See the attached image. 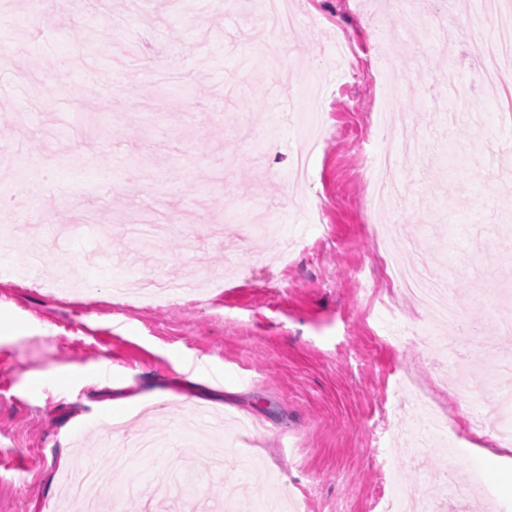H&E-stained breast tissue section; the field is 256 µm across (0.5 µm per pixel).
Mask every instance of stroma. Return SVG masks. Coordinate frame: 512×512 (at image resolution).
<instances>
[{
    "mask_svg": "<svg viewBox=\"0 0 512 512\" xmlns=\"http://www.w3.org/2000/svg\"><path fill=\"white\" fill-rule=\"evenodd\" d=\"M496 0H295L308 23L269 32L236 0H70L68 8H0V110L26 113L18 139L0 124V166L26 155L38 195L0 185V212L26 214L39 242L0 222V512H57L70 462L107 469L120 448L92 446L114 429L168 435L124 512H146L175 492L185 465L205 472L195 512L287 503L290 512H383L405 487L439 495L433 456L473 445L464 472L481 494L444 512H512L497 456L506 445L478 436L442 384L456 363L492 372L473 348L455 360L453 328L406 300L385 266L427 263L449 279L464 316L512 338L480 278L502 250L469 262L482 226L512 225V133L501 111L508 88L478 85L479 53ZM448 15L460 51L449 60L430 24ZM126 15L123 25L112 15ZM360 46L364 76L352 94L308 110L314 77L336 70V39ZM399 44L383 66L379 38ZM119 42L114 68L104 46ZM406 80L400 108L384 96ZM404 128L423 156L388 173L407 201H371L357 177L362 155L391 148L378 125ZM312 152L298 181L291 160ZM47 258L20 278L18 256ZM151 271L216 285L187 301L145 305L112 294V280ZM64 273L96 284L92 299L51 294L41 280ZM130 398L113 418L112 399ZM386 429L373 428L378 409ZM230 419L222 434L190 428L197 413ZM415 438L419 461L395 438Z\"/></svg>",
    "mask_w": 512,
    "mask_h": 512,
    "instance_id": "35a3bbf8",
    "label": "stroma"
}]
</instances>
